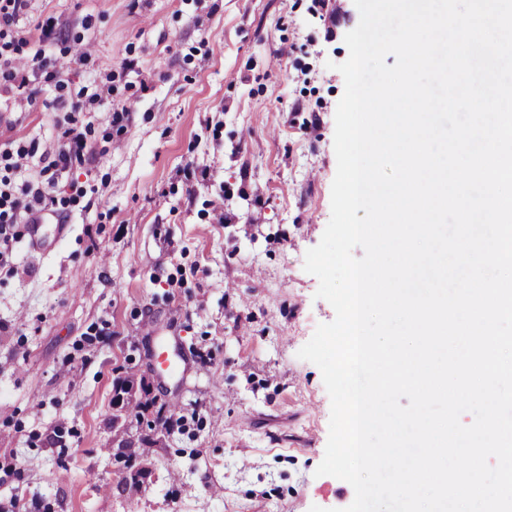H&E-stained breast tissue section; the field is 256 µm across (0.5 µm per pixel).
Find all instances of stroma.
Returning a JSON list of instances; mask_svg holds the SVG:
<instances>
[{
  "label": "stroma",
  "mask_w": 512,
  "mask_h": 512,
  "mask_svg": "<svg viewBox=\"0 0 512 512\" xmlns=\"http://www.w3.org/2000/svg\"><path fill=\"white\" fill-rule=\"evenodd\" d=\"M359 20L354 0H30L20 34L62 79L0 103V151L74 125L95 154L57 172L55 208L37 235L14 225L0 265V512L353 502L315 473L331 400L297 353L335 318L304 259ZM61 93L80 111L47 109ZM126 378L151 408L117 414ZM173 401L178 427L154 426Z\"/></svg>",
  "instance_id": "obj_1"
}]
</instances>
